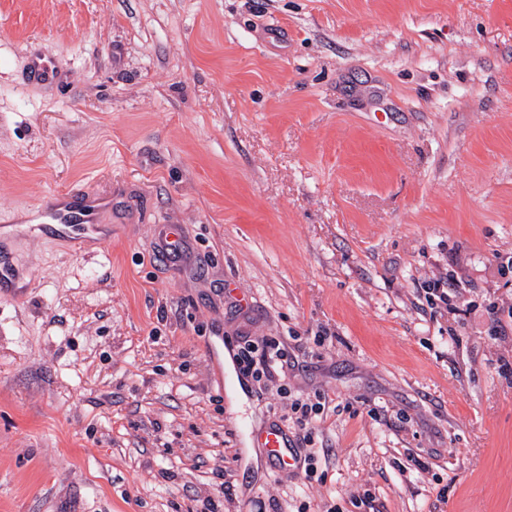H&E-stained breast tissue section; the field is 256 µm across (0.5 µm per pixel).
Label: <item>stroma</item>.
Instances as JSON below:
<instances>
[{
  "mask_svg": "<svg viewBox=\"0 0 512 512\" xmlns=\"http://www.w3.org/2000/svg\"><path fill=\"white\" fill-rule=\"evenodd\" d=\"M0 258V512H512V0H0ZM99 198L90 199L87 204L80 192L68 190L54 196L46 207V214L54 224H60L73 233L84 231L86 224H92ZM77 204L83 205L84 212L74 209ZM257 351L258 349L251 341H245L238 349L236 355L237 364L244 372L251 374V376L257 380L260 378L261 374L271 376L274 367L287 357V353L280 348L263 350L259 355L256 354ZM257 360L261 369L255 368ZM323 409L324 406L322 407L319 401L316 403L296 402L294 404V413L300 411V417H296V422L292 428L302 445H307V443L311 442L310 433L308 431L310 429H308V426L312 424L313 418L319 415ZM250 436L260 448H264L271 467L274 469L292 467L294 460L291 458L289 450L288 432L281 428H269L262 431L247 430Z\"/></svg>",
  "mask_w": 512,
  "mask_h": 512,
  "instance_id": "obj_1",
  "label": "stroma"
}]
</instances>
